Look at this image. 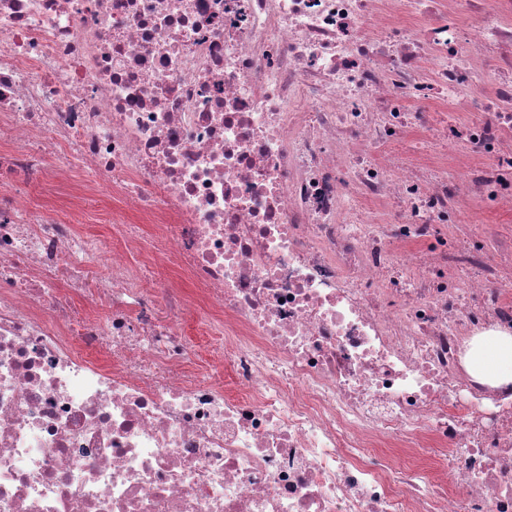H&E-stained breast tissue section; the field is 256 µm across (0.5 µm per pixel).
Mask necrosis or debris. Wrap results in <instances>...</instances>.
Listing matches in <instances>:
<instances>
[{
	"mask_svg": "<svg viewBox=\"0 0 512 512\" xmlns=\"http://www.w3.org/2000/svg\"><path fill=\"white\" fill-rule=\"evenodd\" d=\"M415 129L458 178L380 159ZM77 172L119 247L25 196ZM478 200L512 209V0H0V512H512V399L462 365L512 244L436 232ZM159 243L152 242L150 235L147 238L145 250L140 259L145 261V275L149 284L152 286L155 283L163 282L172 284L176 288H182L183 291L191 298H197L200 295L198 286L194 284L185 274L177 272L171 268L156 266L151 260L152 252H156ZM155 246V247H154ZM210 312L207 308L204 309L192 306L184 319L181 321V327L185 336H188L191 343L196 346L203 355L214 347V345L218 344V336H208L206 335V330L204 326V320L209 318Z\"/></svg>",
	"mask_w": 512,
	"mask_h": 512,
	"instance_id": "1",
	"label": "necrosis or debris"
}]
</instances>
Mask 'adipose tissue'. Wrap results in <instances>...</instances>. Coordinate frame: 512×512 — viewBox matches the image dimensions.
<instances>
[{
	"mask_svg": "<svg viewBox=\"0 0 512 512\" xmlns=\"http://www.w3.org/2000/svg\"><path fill=\"white\" fill-rule=\"evenodd\" d=\"M467 372L478 382L503 391L512 390V333L474 338L465 356Z\"/></svg>",
	"mask_w": 512,
	"mask_h": 512,
	"instance_id": "ef3b65f1",
	"label": "adipose tissue"
}]
</instances>
